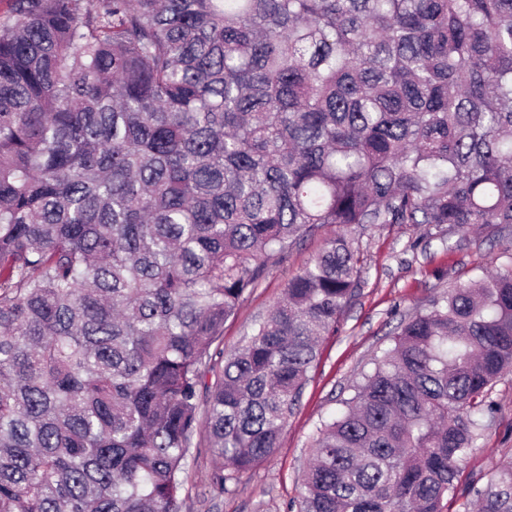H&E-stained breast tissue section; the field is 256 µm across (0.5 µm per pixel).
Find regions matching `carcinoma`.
<instances>
[{"mask_svg": "<svg viewBox=\"0 0 512 512\" xmlns=\"http://www.w3.org/2000/svg\"><path fill=\"white\" fill-rule=\"evenodd\" d=\"M326 224L512 225V0H8L0 512H182L278 447L355 297ZM512 371V269L448 290L317 430L296 512H512L459 489Z\"/></svg>", "mask_w": 512, "mask_h": 512, "instance_id": "obj_1", "label": "carcinoma"}]
</instances>
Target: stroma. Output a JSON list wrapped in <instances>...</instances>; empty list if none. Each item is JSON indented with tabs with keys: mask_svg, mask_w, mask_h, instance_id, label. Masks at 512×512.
I'll use <instances>...</instances> for the list:
<instances>
[{
	"mask_svg": "<svg viewBox=\"0 0 512 512\" xmlns=\"http://www.w3.org/2000/svg\"><path fill=\"white\" fill-rule=\"evenodd\" d=\"M337 232L326 225L305 238L248 295L234 319L224 325V349L232 351L250 334L254 321L281 297L289 279L322 250ZM364 260L358 293L340 316L334 332L324 336L319 359L309 372L299 402L274 452L224 496L211 499L205 477L213 467L201 454L190 467L183 512H288L301 492L300 474L323 421L338 416L342 402L373 360L393 345L400 322L430 308L444 291L469 281L481 269L512 268V226L479 225L463 231L448 226L363 224L348 227ZM496 414L472 449L464 480L487 479L501 461L512 458V372L490 392Z\"/></svg>",
	"mask_w": 512,
	"mask_h": 512,
	"instance_id": "35a3bbf8",
	"label": "stroma"
}]
</instances>
